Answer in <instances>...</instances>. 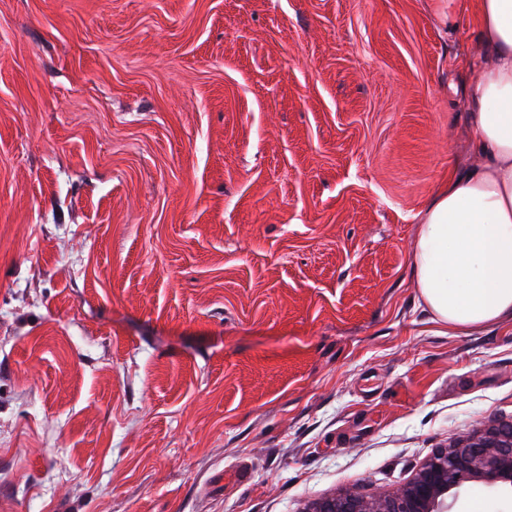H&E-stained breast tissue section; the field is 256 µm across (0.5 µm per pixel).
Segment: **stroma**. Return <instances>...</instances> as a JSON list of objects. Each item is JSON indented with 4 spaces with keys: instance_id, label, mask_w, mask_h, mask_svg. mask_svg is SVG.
<instances>
[{
    "instance_id": "obj_1",
    "label": "stroma",
    "mask_w": 512,
    "mask_h": 512,
    "mask_svg": "<svg viewBox=\"0 0 512 512\" xmlns=\"http://www.w3.org/2000/svg\"><path fill=\"white\" fill-rule=\"evenodd\" d=\"M0 0V512H302L512 418L411 278L476 0Z\"/></svg>"
}]
</instances>
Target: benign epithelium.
Listing matches in <instances>:
<instances>
[{
    "label": "benign epithelium",
    "instance_id": "benign-epithelium-1",
    "mask_svg": "<svg viewBox=\"0 0 512 512\" xmlns=\"http://www.w3.org/2000/svg\"><path fill=\"white\" fill-rule=\"evenodd\" d=\"M471 483L512 494V419L495 420L466 439L436 449L391 493L353 485L313 501L305 512H450Z\"/></svg>",
    "mask_w": 512,
    "mask_h": 512
}]
</instances>
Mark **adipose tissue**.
I'll use <instances>...</instances> for the list:
<instances>
[{"label": "adipose tissue", "mask_w": 512, "mask_h": 512, "mask_svg": "<svg viewBox=\"0 0 512 512\" xmlns=\"http://www.w3.org/2000/svg\"><path fill=\"white\" fill-rule=\"evenodd\" d=\"M483 62L466 88L477 165L417 216L411 271L433 321L473 333L512 321V0H479Z\"/></svg>", "instance_id": "ef3b65f1"}]
</instances>
